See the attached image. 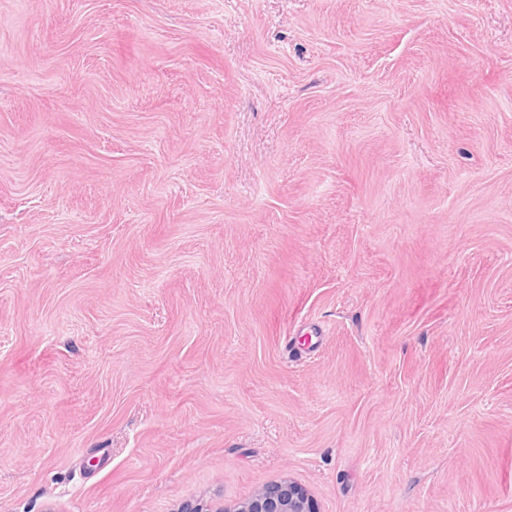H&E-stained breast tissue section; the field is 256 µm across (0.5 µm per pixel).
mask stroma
<instances>
[{
	"label": "stroma",
	"instance_id": "35a3bbf8",
	"mask_svg": "<svg viewBox=\"0 0 512 512\" xmlns=\"http://www.w3.org/2000/svg\"><path fill=\"white\" fill-rule=\"evenodd\" d=\"M512 512V0H0V512ZM179 512H320L317 501L301 486L288 480L258 490L250 498L213 509L211 504L190 502Z\"/></svg>",
	"mask_w": 512,
	"mask_h": 512
}]
</instances>
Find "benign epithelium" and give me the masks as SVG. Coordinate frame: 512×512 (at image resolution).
<instances>
[{"label":"benign epithelium","instance_id":"benign-epithelium-1","mask_svg":"<svg viewBox=\"0 0 512 512\" xmlns=\"http://www.w3.org/2000/svg\"><path fill=\"white\" fill-rule=\"evenodd\" d=\"M179 512H320L317 501L301 486L288 480L258 490L250 498L213 508L204 502L185 504Z\"/></svg>","mask_w":512,"mask_h":512}]
</instances>
